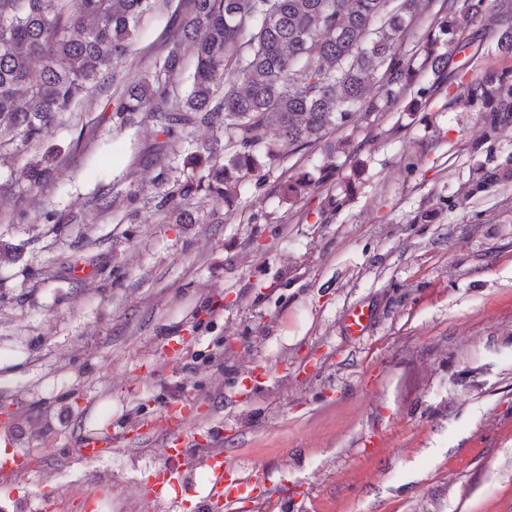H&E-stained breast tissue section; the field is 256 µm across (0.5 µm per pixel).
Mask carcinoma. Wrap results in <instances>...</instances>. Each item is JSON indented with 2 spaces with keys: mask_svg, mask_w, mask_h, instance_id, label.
<instances>
[{
  "mask_svg": "<svg viewBox=\"0 0 512 512\" xmlns=\"http://www.w3.org/2000/svg\"><path fill=\"white\" fill-rule=\"evenodd\" d=\"M487 0H444L422 45L427 97L448 78V49L482 14ZM432 0H186L175 9L166 54L154 70L121 85L120 71L145 21L171 0H0V152L15 139L40 141L78 103L107 82L122 86L121 122L146 113L183 142L207 126L224 136L186 152L183 177L162 176L154 207L198 224V197L237 205L246 183L261 184L288 156L310 149L361 112L381 111L417 80L399 47ZM195 67L176 90L182 50ZM464 99L489 112H512L508 76L472 79ZM278 137L269 135L271 128ZM46 161L24 167L41 188Z\"/></svg>",
  "mask_w": 512,
  "mask_h": 512,
  "instance_id": "cac0c4a2",
  "label": "carcinoma"
}]
</instances>
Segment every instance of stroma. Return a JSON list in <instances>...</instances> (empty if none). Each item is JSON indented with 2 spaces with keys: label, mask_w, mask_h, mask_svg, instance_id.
Masks as SVG:
<instances>
[{
  "label": "stroma",
  "mask_w": 512,
  "mask_h": 512,
  "mask_svg": "<svg viewBox=\"0 0 512 512\" xmlns=\"http://www.w3.org/2000/svg\"><path fill=\"white\" fill-rule=\"evenodd\" d=\"M174 22L145 28L139 70ZM510 22L492 0L426 108L357 115L362 148L332 175L318 145L247 183L234 212L200 200L202 224L153 207L167 138L142 113L120 123L111 92L0 155V443L28 454L30 492L72 512H176L177 488L145 483L161 435L133 427L185 395L187 427L219 428L212 447L268 480V500L237 512H512V114L457 99L512 73L497 49ZM51 152L41 189L7 188ZM300 172L315 186L293 203ZM360 306L373 318L353 336ZM199 350L217 363L186 371ZM92 432L120 440L87 467L74 450ZM95 475L108 487L89 505Z\"/></svg>",
  "instance_id": "obj_1"
}]
</instances>
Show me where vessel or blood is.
Listing matches in <instances>:
<instances>
[{
    "instance_id": "vessel-or-blood-1",
    "label": "vessel or blood",
    "mask_w": 512,
    "mask_h": 512,
    "mask_svg": "<svg viewBox=\"0 0 512 512\" xmlns=\"http://www.w3.org/2000/svg\"><path fill=\"white\" fill-rule=\"evenodd\" d=\"M195 398L183 397L165 404L166 422L149 420L136 429L138 436L145 437L156 432H164L167 448L166 461L162 466L152 469L146 478L156 495H163L169 487L177 486L187 496L198 495L193 476L197 459L209 445L213 431L200 432L189 430L185 422L193 413ZM115 441L114 436L87 435L79 442L78 456L86 465L100 461L110 452ZM206 466L209 481L202 506L205 512H227L240 500L260 501L266 498L269 489L265 481L253 477L243 478L238 466L225 462L223 456H210ZM29 465L27 454L18 449H8L0 455V499L14 501L19 499L28 482Z\"/></svg>"
}]
</instances>
